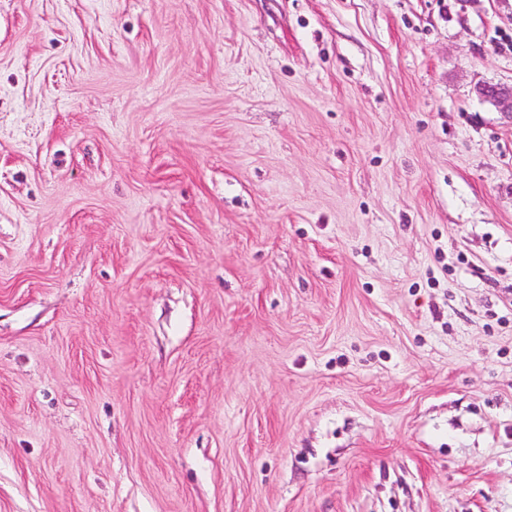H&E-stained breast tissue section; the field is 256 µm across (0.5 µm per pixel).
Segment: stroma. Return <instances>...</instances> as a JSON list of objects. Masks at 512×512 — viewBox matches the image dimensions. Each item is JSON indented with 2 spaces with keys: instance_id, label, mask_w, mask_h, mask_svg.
<instances>
[{
  "instance_id": "stroma-1",
  "label": "stroma",
  "mask_w": 512,
  "mask_h": 512,
  "mask_svg": "<svg viewBox=\"0 0 512 512\" xmlns=\"http://www.w3.org/2000/svg\"><path fill=\"white\" fill-rule=\"evenodd\" d=\"M512 0H0V512H512ZM479 96L492 104L499 112H504L512 117V86L484 83L478 87Z\"/></svg>"
}]
</instances>
